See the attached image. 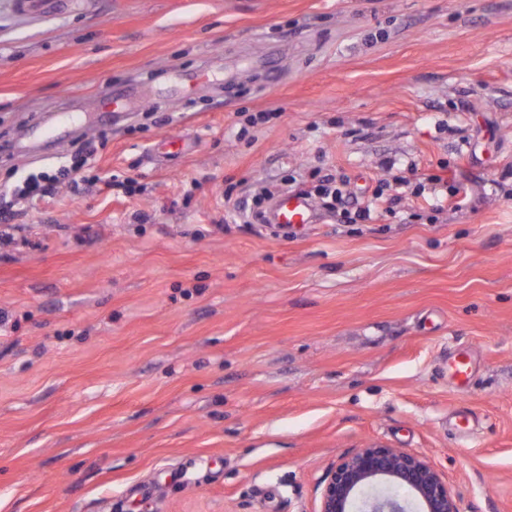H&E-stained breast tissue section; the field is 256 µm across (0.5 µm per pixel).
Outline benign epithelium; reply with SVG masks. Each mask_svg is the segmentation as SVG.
I'll return each mask as SVG.
<instances>
[{"label": "benign epithelium", "mask_w": 512, "mask_h": 512, "mask_svg": "<svg viewBox=\"0 0 512 512\" xmlns=\"http://www.w3.org/2000/svg\"><path fill=\"white\" fill-rule=\"evenodd\" d=\"M318 492L319 512H462L459 496L423 456L377 443L343 455Z\"/></svg>", "instance_id": "obj_1"}]
</instances>
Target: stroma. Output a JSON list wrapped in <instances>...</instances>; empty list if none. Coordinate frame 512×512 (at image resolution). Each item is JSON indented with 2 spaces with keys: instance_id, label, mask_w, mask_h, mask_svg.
I'll list each match as a JSON object with an SVG mask.
<instances>
[{
  "instance_id": "obj_1",
  "label": "stroma",
  "mask_w": 512,
  "mask_h": 512,
  "mask_svg": "<svg viewBox=\"0 0 512 512\" xmlns=\"http://www.w3.org/2000/svg\"><path fill=\"white\" fill-rule=\"evenodd\" d=\"M79 136L0 244V512H317L370 443L512 512V0H0V189ZM324 174L397 202L226 221Z\"/></svg>"
}]
</instances>
